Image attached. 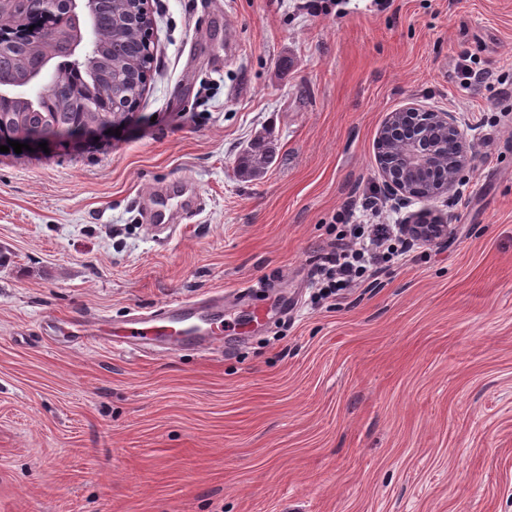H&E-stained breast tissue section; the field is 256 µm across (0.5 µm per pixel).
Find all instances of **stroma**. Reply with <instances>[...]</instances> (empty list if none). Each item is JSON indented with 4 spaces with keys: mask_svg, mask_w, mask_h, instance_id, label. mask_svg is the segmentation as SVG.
<instances>
[{
    "mask_svg": "<svg viewBox=\"0 0 512 512\" xmlns=\"http://www.w3.org/2000/svg\"><path fill=\"white\" fill-rule=\"evenodd\" d=\"M151 0L119 134L0 152V512H512V0ZM491 71L482 84L458 67ZM416 103L477 160L454 233L311 305L334 218ZM265 136L274 159L244 175ZM186 178L188 229L139 200ZM214 350L79 346L52 321L237 294Z\"/></svg>",
    "mask_w": 512,
    "mask_h": 512,
    "instance_id": "1",
    "label": "stroma"
}]
</instances>
